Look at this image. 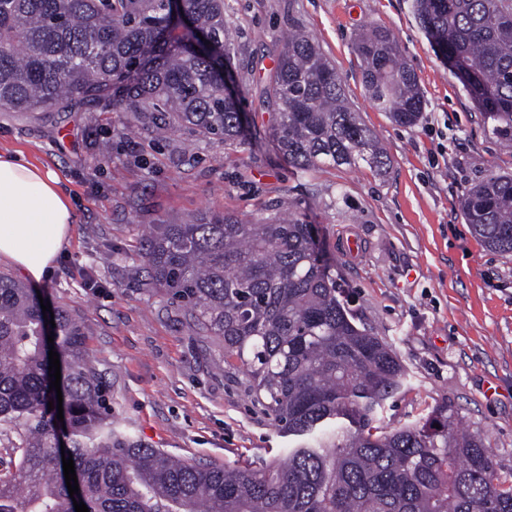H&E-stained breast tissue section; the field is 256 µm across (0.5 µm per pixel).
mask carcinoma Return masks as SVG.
Segmentation results:
<instances>
[{
    "instance_id": "carcinoma-1",
    "label": "carcinoma",
    "mask_w": 512,
    "mask_h": 512,
    "mask_svg": "<svg viewBox=\"0 0 512 512\" xmlns=\"http://www.w3.org/2000/svg\"><path fill=\"white\" fill-rule=\"evenodd\" d=\"M189 28L164 0H0V111L93 102L149 112L156 128L190 126L241 138L240 98L224 91L234 43L224 0H186ZM412 15L456 70L492 131L512 144V0H412ZM196 33L209 42L190 44ZM264 91L272 141L300 173L389 157L350 107L342 78L312 36L278 40ZM364 85L398 125L424 97L395 36L371 25L355 42ZM465 219L492 249L512 253V175L490 174L462 198ZM138 256L151 284L189 320L224 340V366L245 370L255 402L288 435L286 459L224 468L173 458L112 420L84 327L56 310L64 421L48 402L51 371L37 289L0 272V442L17 462L0 472V512H512L481 439L435 406L423 423L387 430L380 411L405 369L339 299L312 226L201 213L149 224ZM80 493L69 495L61 448Z\"/></svg>"
}]
</instances>
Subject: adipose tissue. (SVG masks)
<instances>
[{"instance_id": "adipose-tissue-1", "label": "adipose tissue", "mask_w": 512, "mask_h": 512, "mask_svg": "<svg viewBox=\"0 0 512 512\" xmlns=\"http://www.w3.org/2000/svg\"><path fill=\"white\" fill-rule=\"evenodd\" d=\"M76 220L60 177L18 156L0 155V260L33 284L48 280Z\"/></svg>"}]
</instances>
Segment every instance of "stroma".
I'll return each mask as SVG.
<instances>
[{
  "instance_id": "35a3bbf8",
  "label": "stroma",
  "mask_w": 512,
  "mask_h": 512,
  "mask_svg": "<svg viewBox=\"0 0 512 512\" xmlns=\"http://www.w3.org/2000/svg\"><path fill=\"white\" fill-rule=\"evenodd\" d=\"M238 30L234 73L246 114L241 141L190 127L159 139L148 115L78 104L0 112V153L59 173L77 221L42 290L83 324L112 414L152 447L213 466H261L288 439L255 406L221 340L197 333L182 305L152 288L135 254L143 224L201 212L252 220L285 213L313 225L360 323L395 352L408 388L381 425L424 420L448 403L480 435L499 474L512 473V254L486 247L463 217L465 191L512 175V147L492 132L455 71L411 13V0H225ZM297 20L341 74L351 106L387 149L390 166L306 175L269 137L260 96L276 41ZM393 31L425 109L413 127L376 110L354 45L368 25ZM106 134L101 157L87 133ZM356 237L357 252L344 243Z\"/></svg>"
}]
</instances>
